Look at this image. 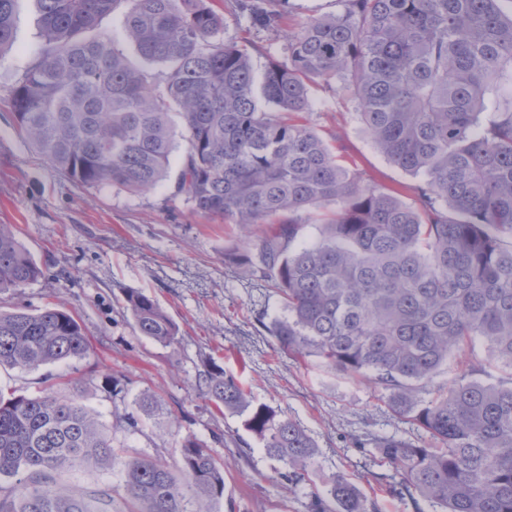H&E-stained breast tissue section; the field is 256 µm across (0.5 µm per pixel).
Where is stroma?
Listing matches in <instances>:
<instances>
[{"label": "stroma", "instance_id": "1", "mask_svg": "<svg viewBox=\"0 0 512 512\" xmlns=\"http://www.w3.org/2000/svg\"><path fill=\"white\" fill-rule=\"evenodd\" d=\"M337 9L336 0H282L279 27L260 30L241 16L236 0H224L223 38L262 46L253 58L261 70L284 58L288 32ZM40 45L35 0H19L14 44L0 56V224L11 225L44 276L0 293V309L71 313L93 349L83 359L35 371L0 369V386L34 397L47 380L81 378L83 401L114 446L170 465L179 462L181 448L168 421L179 417L183 432L204 440L224 465V498L216 512H311L315 492L341 478L377 512H415L410 499L392 492L391 467L359 442L395 433L425 444L428 436L391 412L382 386L334 371L316 357L296 361L280 352L271 334L286 315L279 295L225 259L242 247L236 224L172 200L168 181L143 193L79 186L17 132L10 93ZM311 100L308 124L339 161L413 202L415 177L375 146L340 82L316 81ZM134 291L152 296L173 320L175 341L162 344L138 333L125 306ZM213 362L256 402L297 420L312 437L316 460L301 480L265 456L242 417L194 396L196 377ZM144 392L159 402L148 415L134 405ZM132 412L136 427L117 428Z\"/></svg>", "mask_w": 512, "mask_h": 512}]
</instances>
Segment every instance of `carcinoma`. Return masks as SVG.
Returning a JSON list of instances; mask_svg holds the SVG:
<instances>
[{"label":"carcinoma","mask_w":512,"mask_h":512,"mask_svg":"<svg viewBox=\"0 0 512 512\" xmlns=\"http://www.w3.org/2000/svg\"><path fill=\"white\" fill-rule=\"evenodd\" d=\"M16 2L0 0V55L14 43ZM36 2L41 48L11 91L19 133L73 182L133 193L167 180L181 136L172 198L244 230L265 225L236 260L282 298L279 348L371 375L393 412L435 440L372 439L397 493L444 512H512V384H487L472 366L421 396L454 350L478 341L512 372V16L498 0H338L259 74L247 50L224 42L210 0H124L123 37L162 76L100 31L118 0ZM237 7L279 25L269 0ZM313 79L343 82L376 145L418 178L416 206L351 172L307 125ZM326 203L336 209L315 217ZM315 222L316 240L299 241ZM42 276L0 224V292ZM126 307L140 335L176 339L149 295L127 294ZM89 349L68 312L0 311V367L35 370ZM74 386L69 396L51 385L36 397L0 391V512H213L224 465L205 441L181 436L174 468L120 454ZM195 389L245 417L268 458L296 475L314 463L305 429L249 400L221 365ZM80 465H117L120 482L77 493L64 477ZM315 501V512H371L346 479Z\"/></svg>","instance_id":"carcinoma-1"}]
</instances>
